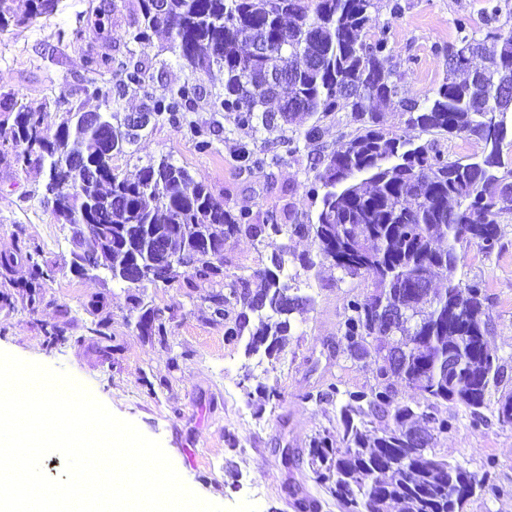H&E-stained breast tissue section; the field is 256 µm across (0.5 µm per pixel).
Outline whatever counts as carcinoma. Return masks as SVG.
<instances>
[{
  "instance_id": "1",
  "label": "carcinoma",
  "mask_w": 512,
  "mask_h": 512,
  "mask_svg": "<svg viewBox=\"0 0 512 512\" xmlns=\"http://www.w3.org/2000/svg\"><path fill=\"white\" fill-rule=\"evenodd\" d=\"M12 0H0V29L53 13L58 0H28L26 15H17ZM140 19L126 33L142 44L163 30L169 50L191 67L224 76V92L212 101L215 112H231L237 126L255 132L269 130L298 116L312 118L301 135L317 142L321 121L344 110L355 132L336 148L314 159L315 182L323 188L313 224L252 223L245 212L235 213L211 193L204 181L163 156L144 166L135 181L119 177L112 168L117 142L134 144L120 112L107 113V124H86L85 113L71 108L63 130L48 135L43 128L45 103L22 102L0 93V112L13 114L11 141L25 144L17 160L48 168L45 193L53 196L54 211L75 227L89 222L99 235L74 231L72 257L95 254L114 275L136 267L130 247L150 234L158 250L168 252L185 269L165 265L155 280L171 281L186 274L188 287L209 281L224 268V242L242 230L257 229L268 236L288 230L312 233L322 258L350 276L372 282L373 291L353 297L344 307L340 348L351 361L368 357L380 362L377 385L345 392L339 407L338 436L311 439L309 464L316 481L336 500L342 512H466L472 497L497 492L493 465L481 473L440 458L431 451L434 433L451 427V420L394 402L383 380L396 376L426 399L456 402L475 416L487 407L492 385L502 377L496 352L487 336L489 321L481 281L457 277L458 248L476 245L486 253L500 244L498 219L512 212V186L497 190L501 171L512 178V161L504 157L508 127L488 124L485 105L493 103L498 87L512 86V28L487 35L491 45L464 36L463 47L444 52L446 73L427 97H399L397 75L383 66L387 42L362 41L374 0H137ZM264 47L265 55L254 49ZM462 54L481 55L489 66L482 82L458 77L454 60ZM286 69L288 81L269 84L266 75ZM147 66L129 60L115 86L96 87L104 101L118 100L128 83H142ZM200 86L187 83L161 96L149 95L144 107L149 122L167 118L187 129L197 149H211L212 131L188 119ZM399 97L408 125L424 133L475 138L481 154L468 163L450 161L430 143L414 144L379 124L377 103ZM239 169L261 171L278 156L268 157L248 142L236 144ZM447 247L435 246L436 239ZM285 261L272 258V267L237 278L230 296L210 297L213 313L226 316V306H241L227 323L229 344L248 336L245 352L278 358L291 328L290 315L308 298L290 293L281 282ZM439 274L448 286L437 292L428 285ZM258 322L250 324L249 314ZM147 336H162L166 318L147 310L138 322ZM88 340L101 356L112 357V333L102 319L88 329ZM456 369H448V362ZM380 414L392 426L371 435L357 417ZM429 442L417 448L414 436Z\"/></svg>"
}]
</instances>
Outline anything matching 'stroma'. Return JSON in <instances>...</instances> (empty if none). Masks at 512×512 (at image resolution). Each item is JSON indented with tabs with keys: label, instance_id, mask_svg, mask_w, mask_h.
I'll list each match as a JSON object with an SVG mask.
<instances>
[{
	"label": "stroma",
	"instance_id": "stroma-1",
	"mask_svg": "<svg viewBox=\"0 0 512 512\" xmlns=\"http://www.w3.org/2000/svg\"><path fill=\"white\" fill-rule=\"evenodd\" d=\"M400 3L392 13V3ZM363 33L365 42L378 35L388 40V67L397 69L407 97L422 98L445 75L448 49H459L463 35L485 38L512 26V0H375ZM137 0H59L48 16L0 30V92H14L26 102H46L43 127L54 133L69 108L103 111L102 99L89 94L92 85L115 82L122 63L145 62V83L123 89L118 108L143 109L147 93L162 94L183 83H196L205 93L189 114L204 127L215 128L213 147L200 152L185 129L161 120L149 127L137 145L114 155L112 166L132 178L149 161L170 156L197 180H205L213 195L235 210L256 219L276 214L284 224L314 223L320 199L311 192L313 159L330 152L352 126L346 113L322 124L321 138L300 143L260 172L239 169L236 142L278 151L279 140L295 138L299 128L257 133L238 129L232 117L212 111V96L222 91L219 81L179 61L164 36L146 44L127 42L125 31L137 19ZM107 56L110 65L95 71L86 60ZM382 124L405 139L424 143L432 138L407 127L393 106L381 109ZM452 161H470L480 154L477 140L433 138ZM45 170L0 162V257L12 256L11 272L0 274V351L67 371L92 390L116 416L134 422L147 437L159 440L187 486L202 498L225 507L244 500L259 512H298L294 497L316 500L317 512H341L314 478L307 459L284 466L283 449L306 450L311 439L339 427L331 400H306L328 384L356 391L376 382L373 360H345L337 354L344 307L352 297H364L370 281L351 278L321 259L310 235L277 237L241 232L224 245L223 275L187 287L184 278L130 288L113 281L106 271L82 276L71 267L72 228L59 221L43 196ZM501 247L492 253L465 249L458 275L483 282L487 297L491 347L498 353L503 376L491 388L481 418L468 408L439 402L436 414L451 420L448 432L437 434L434 453L474 472L493 466L497 494L474 496L468 512H512V428L497 419V402L512 393V213L499 220ZM37 251L49 261L52 273L43 283V298L29 306L24 290L31 267L27 253ZM283 253L292 287L310 299L291 316V330L279 358L249 355L244 344L224 340V320L214 316L209 296L228 291L239 276L268 267L272 254ZM314 259L303 269L299 257ZM102 296V312L88 302ZM150 308L164 309L169 319L164 337L143 335L137 322ZM107 318L119 348L111 361L98 358L82 343L88 327ZM57 328L61 344L47 348L45 330ZM261 384L277 386L280 395L266 399Z\"/></svg>",
	"mask_w": 512,
	"mask_h": 512
}]
</instances>
